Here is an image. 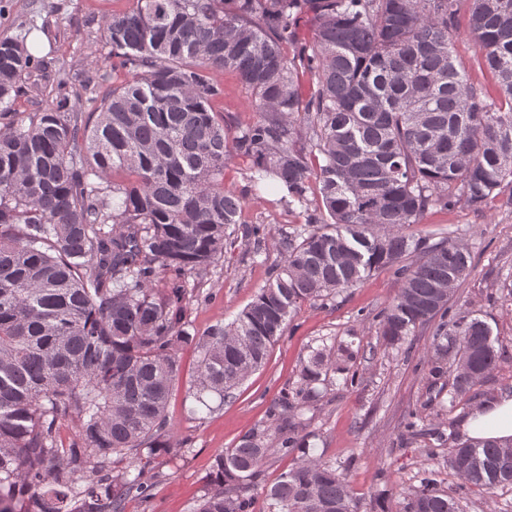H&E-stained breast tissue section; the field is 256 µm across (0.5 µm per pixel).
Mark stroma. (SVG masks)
Returning a JSON list of instances; mask_svg holds the SVG:
<instances>
[{"label": "stroma", "mask_w": 512, "mask_h": 512, "mask_svg": "<svg viewBox=\"0 0 512 512\" xmlns=\"http://www.w3.org/2000/svg\"><path fill=\"white\" fill-rule=\"evenodd\" d=\"M132 0H0V38L25 40L33 55L50 69H64L69 84L108 68L102 41L103 17L128 9ZM227 188L245 195L242 221L263 224L261 238H239L207 276L186 281V319L190 332L203 333L228 324L249 305L270 280L280 261L285 233L303 224L299 212L271 205L269 181L253 183L228 163ZM415 236L436 243L441 238L465 244L474 259L470 275L454 290L450 304L485 321L504 346L502 360L449 407L429 370L433 326L416 329L399 348L386 346L377 334V316L399 287L392 270L372 272L359 285L332 300L300 304L282 338L271 348L265 365L252 373L213 412L194 410L188 388L198 364L192 347L179 352L181 372L167 417L178 439L186 440L184 456L162 455L154 467L160 482L146 504L130 501L126 512H193V502L207 487L214 457L234 446L258 424L278 426L275 402L296 388L298 374L316 349L340 357L350 348L354 384L329 372L319 383L316 407L303 410L311 455L336 464L344 472L358 512H398L423 470L437 472L441 490L455 497L460 512H512V486L486 491L465 483L447 465L461 421L484 399L512 394V203L499 196L481 208L465 203L428 209ZM421 416L423 436L406 430L411 412Z\"/></svg>", "instance_id": "stroma-1"}]
</instances>
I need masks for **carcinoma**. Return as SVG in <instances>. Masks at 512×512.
<instances>
[{
    "instance_id": "cac0c4a2",
    "label": "carcinoma",
    "mask_w": 512,
    "mask_h": 512,
    "mask_svg": "<svg viewBox=\"0 0 512 512\" xmlns=\"http://www.w3.org/2000/svg\"><path fill=\"white\" fill-rule=\"evenodd\" d=\"M458 0H133L104 21L111 73L74 94L23 41L0 38V512H125L153 496L173 451L166 408L179 351L213 411L262 366L300 303L390 268L400 287L377 334L401 346L437 322L455 365L448 409L500 359L483 320L452 311L467 247L409 233L431 207L481 208L511 190L512 0H469L466 34L496 93L455 53ZM237 73L254 118L232 125L216 72ZM55 99L19 118L27 82ZM86 96L93 111L69 109ZM260 172L304 224L281 238L276 275L227 325L187 329L183 281L232 247L243 198L224 167ZM420 252L410 264L404 257ZM174 276L168 293L154 285ZM333 363L315 352L284 425H259L216 457L193 512H256L273 454L300 459L266 492L268 512H357L344 473L306 452L299 411ZM76 423L63 444L62 422ZM132 459L133 470L112 464ZM448 466L486 490L512 485V443L455 444ZM400 512H459L435 473Z\"/></svg>"
}]
</instances>
